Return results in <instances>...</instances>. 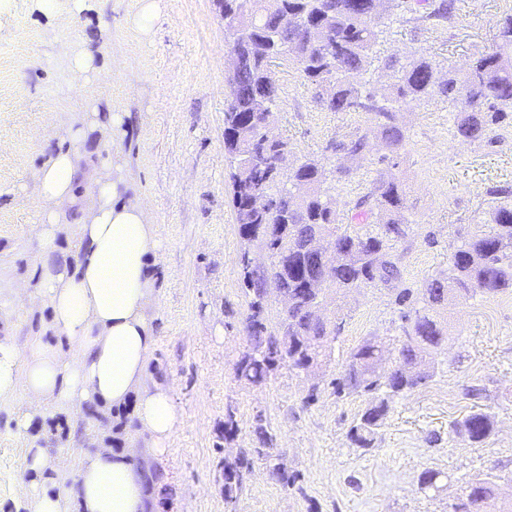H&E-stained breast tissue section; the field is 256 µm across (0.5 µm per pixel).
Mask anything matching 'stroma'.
<instances>
[{
    "label": "stroma",
    "instance_id": "stroma-1",
    "mask_svg": "<svg viewBox=\"0 0 512 512\" xmlns=\"http://www.w3.org/2000/svg\"><path fill=\"white\" fill-rule=\"evenodd\" d=\"M433 0H400L385 11L375 62L359 76L378 97L392 94L389 59L423 56L438 69L466 71L490 51L512 0H454L448 21L426 15ZM137 0H87L73 15L67 0L40 11L35 0H0V340L23 346L50 342V319L36 282L25 275L40 259L34 192L38 170L67 142L73 126L89 127L82 148L108 159L121 190L145 201L158 228L162 260L156 270L159 298L154 320L158 342L147 383L169 386L183 417L156 466L169 479L159 512H225L219 463L241 448L258 447L253 432L263 420L300 488H284L257 462L236 512H449L469 479L496 472L498 501L512 502V292L475 295L438 309L448 344L430 358L425 385L392 397L373 445H352L347 432L369 402L362 392L336 393L350 352L372 339L392 349L401 334L404 290L448 275L451 254L481 230L496 201L512 187V128L492 141L469 142L454 134V115L434 100L395 108L406 140L397 155L368 115L330 112L321 105L293 57L273 69L278 108L276 133L288 139L292 165L313 159L326 170L338 229L361 234L375 228L378 210L355 205L377 174L405 191L404 233L391 251L401 274L387 285L329 292L328 316L344 330L317 366L302 372L283 366L262 385L236 378L234 363L248 348L249 298L239 257L250 249L258 263L269 257L246 245L235 222L224 152L225 74L228 47L216 0H159L150 34L133 23ZM96 49L97 73L77 79L74 56ZM123 113L117 130L108 114ZM366 137L362 155L338 143ZM315 401H307L311 385ZM24 391L0 398V512H30L36 482L25 466L27 448L50 446L69 469L94 448L95 429L71 431L77 407L45 404L32 426L19 427ZM234 411L239 430L223 439L224 415ZM476 410L495 426L486 442L470 447L451 430ZM439 472L423 490L425 469Z\"/></svg>",
    "mask_w": 512,
    "mask_h": 512
}]
</instances>
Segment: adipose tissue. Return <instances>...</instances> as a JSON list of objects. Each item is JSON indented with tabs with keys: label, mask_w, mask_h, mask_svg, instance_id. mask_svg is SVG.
I'll use <instances>...</instances> for the list:
<instances>
[{
	"label": "adipose tissue",
	"mask_w": 512,
	"mask_h": 512,
	"mask_svg": "<svg viewBox=\"0 0 512 512\" xmlns=\"http://www.w3.org/2000/svg\"><path fill=\"white\" fill-rule=\"evenodd\" d=\"M95 167L89 154L70 147L57 150L37 176L43 210L36 272L51 309L49 328L65 337L72 352L44 343L20 348L0 342V398L23 390L26 423L48 401L95 411L129 404L133 428L148 446L141 454L133 448L96 447L70 481L50 448H29L27 467L38 479L31 512H153L167 477L153 473L151 461L165 453L183 417L168 386L145 383L157 344L152 266L160 257V241L155 226L138 198L124 197L117 183ZM87 180L95 185L89 205L75 191L76 183ZM74 207L81 213L75 262L56 244L65 230L57 215Z\"/></svg>",
	"instance_id": "1"
}]
</instances>
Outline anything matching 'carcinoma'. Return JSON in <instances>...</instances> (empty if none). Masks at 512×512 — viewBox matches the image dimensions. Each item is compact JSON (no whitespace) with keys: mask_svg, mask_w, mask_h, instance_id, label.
Segmentation results:
<instances>
[{"mask_svg":"<svg viewBox=\"0 0 512 512\" xmlns=\"http://www.w3.org/2000/svg\"><path fill=\"white\" fill-rule=\"evenodd\" d=\"M253 11L242 18L237 0H224V35L239 57L235 73L236 96L224 106V150L230 162L229 180L235 222L241 237L256 242L272 258V273L251 266L248 251L239 257L243 283L250 297L247 322L249 347L234 364L238 379L251 384L264 382L279 367L307 370L318 363L325 338L340 336L344 322L320 319L310 311L319 278L311 255L305 249L317 234H336L338 253L329 287L338 291L387 284L400 271L389 249L402 234L403 185L379 175L371 196L379 209L381 225L362 235L336 232L338 223L332 198L325 188L323 166L308 159L282 172L280 161L291 152L288 140L261 123L259 106L275 103L277 87L265 74L268 62L286 53L294 55L306 80L321 91V101L330 112H363L396 153L405 135L396 110L386 99L353 83L368 71L384 0H252ZM385 67L397 69L394 95L402 101L437 96L448 111L459 112L455 136L469 141H491L498 129L512 126V15L498 26L497 44L478 56L465 77L453 68L441 74L425 57L406 64L391 59ZM288 180V189L280 187ZM267 193L273 208L257 211L251 198ZM498 200L490 224L463 241L451 255L448 277L431 278L417 293L406 291L399 302L413 300L401 315L403 339L396 367L384 376L377 373L383 350L367 340L351 352L340 376L333 380L336 392H376L374 398L348 431L350 442L370 447L374 431L389 411V398L411 391L429 378L425 357L447 339L434 315L436 309L477 293L497 294L512 290V188L496 191ZM288 286V317L272 330L266 324L267 289L271 282ZM494 421L484 411H473L454 424V432L467 444L478 447L493 431ZM254 433L262 444L238 459H224V504L235 512L236 503L251 476L256 458L270 459L273 435L257 420ZM496 475L489 472L473 478L465 499L453 512H498Z\"/></svg>","mask_w":512,"mask_h":512,"instance_id":"carcinoma-1","label":"carcinoma"}]
</instances>
